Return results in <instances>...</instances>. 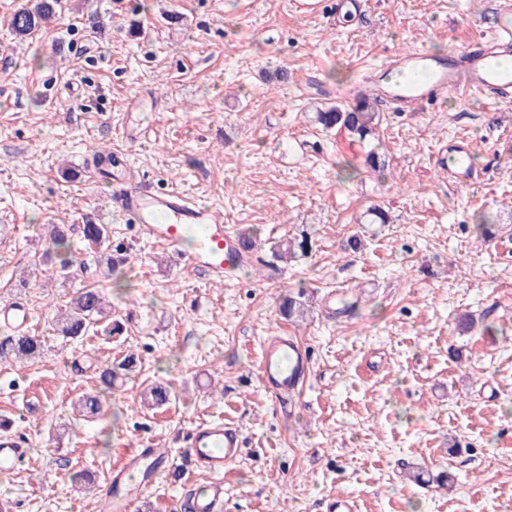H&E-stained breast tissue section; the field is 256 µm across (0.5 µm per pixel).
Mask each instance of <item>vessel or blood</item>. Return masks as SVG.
Returning a JSON list of instances; mask_svg holds the SVG:
<instances>
[{
    "label": "vessel or blood",
    "instance_id": "1",
    "mask_svg": "<svg viewBox=\"0 0 512 512\" xmlns=\"http://www.w3.org/2000/svg\"><path fill=\"white\" fill-rule=\"evenodd\" d=\"M512 47V15L501 14L493 38L480 37L446 59L421 51L398 53L383 62L365 81L363 91L392 102L398 111L438 100L448 91H473L488 103L512 104V67L503 65L501 50ZM441 162L458 183L472 181L467 145L455 144ZM99 167L112 173L113 208L137 224L147 238L166 244L177 258L203 270L210 280L233 279L241 262L254 254L239 234L224 225L222 210L188 200L175 189L158 190L126 177V158L106 154ZM32 316L21 304L0 307V326L15 335L29 334ZM306 347L290 336H272L261 347L258 376L262 385L285 400L302 389L310 370ZM242 434L235 425L204 421L189 432L185 453L198 469L210 474L209 483L184 487L179 512H224V474L242 454ZM28 454L20 437L0 435V473L15 470ZM170 464L164 448L127 450L111 473L98 512H134L132 486L147 489Z\"/></svg>",
    "mask_w": 512,
    "mask_h": 512
}]
</instances>
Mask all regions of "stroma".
<instances>
[{"label":"stroma","mask_w":512,"mask_h":512,"mask_svg":"<svg viewBox=\"0 0 512 512\" xmlns=\"http://www.w3.org/2000/svg\"><path fill=\"white\" fill-rule=\"evenodd\" d=\"M294 2L63 0L20 42L7 23L28 0H0V306L24 301L45 341L36 362H0V422L31 450L0 475L10 512H97L123 449L155 444L171 465L136 512H174L184 484L207 480L181 462L187 433L221 419L243 437L224 512H326L339 495L358 512H512V106L471 91L408 112L386 102L364 143L312 120L354 103L393 54L442 56L490 35L512 0H365L354 18L336 0L317 16ZM461 139L483 169L470 185L437 162ZM107 149L143 182L223 208L236 232L257 228L256 259L221 284L174 261L85 174ZM371 151L384 176L366 166ZM375 204L389 223H360ZM89 220L107 225L103 247L81 238ZM53 224L71 228L64 276L40 260ZM283 239L308 248L273 275L265 263ZM117 245L129 251L118 289L104 279ZM98 286L121 335L63 341L56 307ZM332 291L351 309L328 308ZM287 296L303 317L284 319ZM276 333L311 356L286 407L257 371ZM131 351L141 366L105 417L77 420L100 364ZM155 381L176 401L144 405ZM76 471L97 490L76 491Z\"/></svg>","instance_id":"1"}]
</instances>
